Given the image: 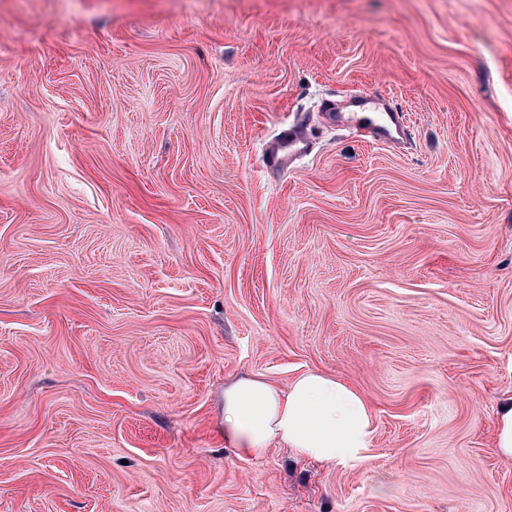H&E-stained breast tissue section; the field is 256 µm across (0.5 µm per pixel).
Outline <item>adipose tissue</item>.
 Instances as JSON below:
<instances>
[{
	"mask_svg": "<svg viewBox=\"0 0 512 512\" xmlns=\"http://www.w3.org/2000/svg\"><path fill=\"white\" fill-rule=\"evenodd\" d=\"M372 436L367 399L327 373L298 372L285 388L243 376L224 388V438L243 458L281 444L298 458L345 464L363 459Z\"/></svg>",
	"mask_w": 512,
	"mask_h": 512,
	"instance_id": "obj_1",
	"label": "adipose tissue"
}]
</instances>
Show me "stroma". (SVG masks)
Returning <instances> with one entry per match:
<instances>
[{
  "instance_id": "obj_1",
  "label": "stroma",
  "mask_w": 512,
  "mask_h": 512,
  "mask_svg": "<svg viewBox=\"0 0 512 512\" xmlns=\"http://www.w3.org/2000/svg\"><path fill=\"white\" fill-rule=\"evenodd\" d=\"M306 369L365 459L239 458ZM508 395L512 0H0V512H512ZM382 106L385 116H382L379 121L370 119L364 121L367 118L358 116V112H336L333 113V117L338 125L360 133L374 143L397 144L408 134L404 115L397 110ZM309 143L292 129L283 130L277 151L266 158L270 167L288 168L295 160L305 156L309 152ZM373 432L364 395L327 373L300 371L286 388L243 376L224 388V439L243 458L277 443L297 458L346 464L365 459ZM497 427L494 437L496 452L512 462V396L505 397L498 405Z\"/></svg>"
}]
</instances>
